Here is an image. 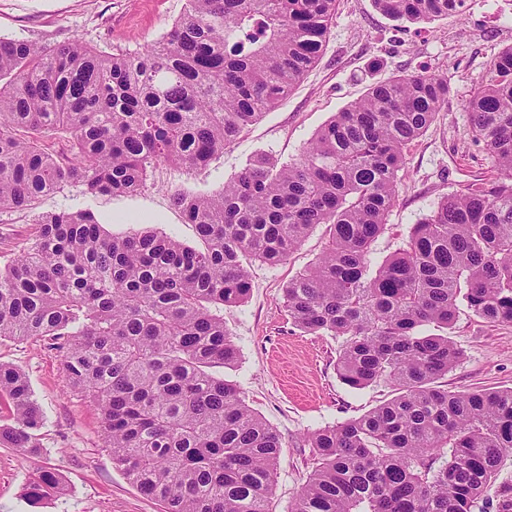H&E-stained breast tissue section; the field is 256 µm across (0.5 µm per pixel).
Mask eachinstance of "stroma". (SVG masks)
Returning <instances> with one entry per match:
<instances>
[{
  "label": "stroma",
  "instance_id": "stroma-1",
  "mask_svg": "<svg viewBox=\"0 0 512 512\" xmlns=\"http://www.w3.org/2000/svg\"><path fill=\"white\" fill-rule=\"evenodd\" d=\"M185 6L186 0H0V38L51 43L77 39L111 54H136L160 39ZM509 45L512 0H467L465 15L418 24L390 19L374 0H337L316 65L223 154L197 169L158 165L133 194L90 197L80 186L70 185L40 198L34 211H1L0 267L34 233L36 212L88 209L117 236L146 218L155 231L199 245L195 225L172 202L175 191L219 189L257 154L293 161L318 129L370 85L411 71L439 73L452 87L448 108L405 150L387 228L372 246L371 259L380 262L403 246L412 224L440 197L497 176L483 145L474 140L465 105L492 59ZM327 241L328 228L322 224L283 263H253L247 298L223 311L239 359L217 373L240 386L247 405L283 443L273 512H288L313 470L304 441L308 432L361 416L395 395L387 383L361 390L343 384L336 373L338 340L303 334L289 320L283 288L318 260ZM447 333L463 357L442 378L443 387L512 388V323H490L463 307ZM0 361L26 373L45 416L39 454L0 444V512H163L159 502L141 494L113 464L100 437V411L67 388L57 351L44 341L7 339L0 341ZM49 468L64 475L66 494L37 503L23 499V486Z\"/></svg>",
  "mask_w": 512,
  "mask_h": 512
}]
</instances>
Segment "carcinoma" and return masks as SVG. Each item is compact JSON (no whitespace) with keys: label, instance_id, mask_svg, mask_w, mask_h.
<instances>
[{"label":"carcinoma","instance_id":"1","mask_svg":"<svg viewBox=\"0 0 512 512\" xmlns=\"http://www.w3.org/2000/svg\"><path fill=\"white\" fill-rule=\"evenodd\" d=\"M465 0H375L425 22ZM336 0H187L137 54L0 38V210L28 209L77 184L91 196L134 193L162 163L206 165L272 110L317 62ZM448 78L406 73L336 113L299 159L251 158L212 193L173 201L203 247L148 227L115 236L88 211L39 213L0 267V339L51 341L68 387L100 409L112 462L165 512H272L283 444L216 375L238 349L218 309L241 304L249 265L284 261L319 224L322 258L288 281L294 326L342 339L336 371L393 400L310 432L315 467L288 512H512V388L453 392L438 380L461 350L448 337L464 305L512 323V46L466 104L498 169L441 198L405 245L374 266L404 150L448 105ZM63 134L53 152L41 139ZM13 422L0 444L37 452L45 416L27 376L0 362ZM497 486L494 495L488 489ZM63 489L44 471L23 495Z\"/></svg>","mask_w":512,"mask_h":512}]
</instances>
